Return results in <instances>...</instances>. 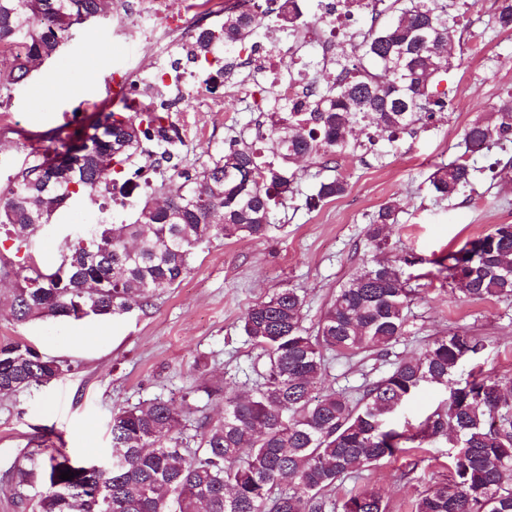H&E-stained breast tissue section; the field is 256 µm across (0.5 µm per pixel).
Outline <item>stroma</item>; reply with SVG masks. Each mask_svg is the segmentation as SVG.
<instances>
[{
	"instance_id": "1",
	"label": "stroma",
	"mask_w": 512,
	"mask_h": 512,
	"mask_svg": "<svg viewBox=\"0 0 512 512\" xmlns=\"http://www.w3.org/2000/svg\"><path fill=\"white\" fill-rule=\"evenodd\" d=\"M492 3L477 0L453 34L456 63L437 87L445 95V111L426 128L401 135L396 145L382 140L341 159L340 170L349 182L343 196L309 207L308 198L332 171L311 160L298 163L294 192L276 209V231L265 239L211 237L181 283L143 310L17 325L0 305V345L21 342L69 367L46 385L0 396V512H37L44 479L35 477L20 489L10 485L11 473L28 465L36 445L76 460L110 456L114 407L158 396L183 398L192 408V420L219 419L224 406L208 399L205 387L219 382L227 391L249 393L263 367L241 329L248 306L276 289L298 288L306 296V324L316 323L336 289L362 259L372 257L364 227L387 203L398 212L389 229L393 254L421 259L406 270L421 296L408 311L406 335L389 357L329 355L328 383L356 392L388 372L394 361L459 325L470 327L487 344L479 357L464 363L460 377L481 370L512 377V301H460L434 263L494 225L512 224V143L471 155L462 142L472 120L512 97V33L494 25ZM158 55L165 66L179 64L184 73L195 69L178 34L152 41L109 18L75 28L61 55L0 103L9 116L8 122H0V188L31 153L53 146L55 137L87 126L101 109H120L113 73L149 65ZM52 77L80 85L81 96L47 92L36 100L34 88H44ZM170 117L182 136L184 162L197 167L208 163L229 138L251 143L259 130V115L245 98L233 112L216 107L174 111ZM460 157L474 169L471 186L451 200L436 197L429 183L436 165ZM143 198V190H136L123 205L105 211L75 199L28 241L26 251L39 265L55 266L65 242L77 236L83 222L131 221ZM448 450L447 437H439L428 447L340 479L332 496L340 500L372 488L383 495L387 512H411L416 496L445 474Z\"/></svg>"
}]
</instances>
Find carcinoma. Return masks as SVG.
Wrapping results in <instances>:
<instances>
[{
    "mask_svg": "<svg viewBox=\"0 0 512 512\" xmlns=\"http://www.w3.org/2000/svg\"><path fill=\"white\" fill-rule=\"evenodd\" d=\"M494 19L512 32V0H495ZM469 0H393L383 26L376 17L359 44L360 54L340 62L341 76L301 109L270 104L265 146L229 139L228 148L201 168H183L182 137L165 105L131 115L101 111L83 131L32 156L0 193V224L18 246L50 223L56 205L74 195L117 202L129 195L125 166L159 149L157 165L172 174L147 196L128 224H92L65 250L89 256L83 276L111 287L81 298L84 316L112 317L143 309L188 273L198 247L214 235L267 237L275 208L294 191L298 156L328 165L356 152L353 131L395 142L443 103L433 85L448 70V44ZM108 0H0V86L26 82L32 67L57 56L59 43L81 14H101ZM264 13L292 32L301 21L298 0H264ZM258 20L228 11L220 28L197 30L190 58L215 41L233 49L257 32ZM512 137V100L465 129L466 151L481 154ZM473 168L465 162L436 167L430 184L442 199L467 188ZM341 173L321 181L309 205L344 195ZM396 223L391 204L381 206L364 229L379 253ZM418 257L364 263L336 291L314 329L304 325L306 297L279 288L244 312V334L266 358L261 381L245 396L216 384L207 397L224 401V415L202 420L189 435V409L154 398L112 412V453L118 464L95 472L65 454L43 461L47 476L39 512H387L382 495L364 489L341 502L330 497L343 476L390 458L411 444L421 448L448 436L454 448L448 477L423 491L413 512H512V378L473 376L454 387L446 408L419 425L396 423L405 404L426 385H448L463 362L485 349L465 326L394 363L362 387L357 399L325 386L327 354L386 356L407 332V310L420 289L406 268ZM467 301L512 300V224H497L481 237L434 260ZM0 272L15 279L12 320L80 319L71 308L69 279L34 262L13 268L0 256ZM64 365L22 343L0 346V395L47 384ZM200 439L199 447H190ZM74 477L60 479L61 472Z\"/></svg>",
    "mask_w": 512,
    "mask_h": 512,
    "instance_id": "cac0c4a2",
    "label": "carcinoma"
}]
</instances>
